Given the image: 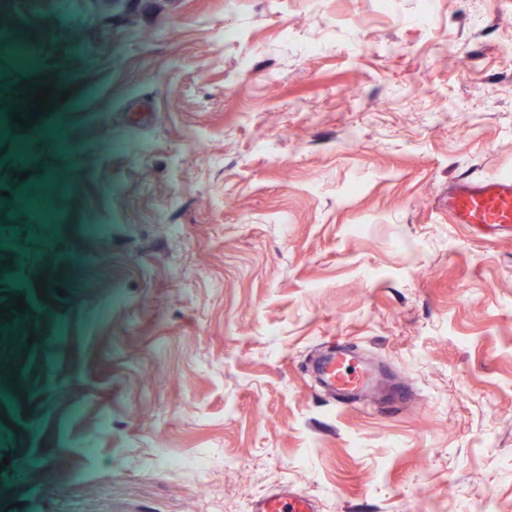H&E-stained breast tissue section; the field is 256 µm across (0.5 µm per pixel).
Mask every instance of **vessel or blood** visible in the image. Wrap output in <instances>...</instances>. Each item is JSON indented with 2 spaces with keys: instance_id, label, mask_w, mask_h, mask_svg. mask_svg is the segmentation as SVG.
<instances>
[{
  "instance_id": "b4317fda",
  "label": "vessel or blood",
  "mask_w": 512,
  "mask_h": 512,
  "mask_svg": "<svg viewBox=\"0 0 512 512\" xmlns=\"http://www.w3.org/2000/svg\"><path fill=\"white\" fill-rule=\"evenodd\" d=\"M448 216L452 223L476 228L494 227L512 232V177L460 181L448 189ZM328 392L351 399L378 386L379 378L352 344L337 341L315 368ZM251 512H317L314 503L288 488L255 500Z\"/></svg>"
}]
</instances>
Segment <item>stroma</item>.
<instances>
[{"label": "stroma", "instance_id": "35a3bbf8", "mask_svg": "<svg viewBox=\"0 0 512 512\" xmlns=\"http://www.w3.org/2000/svg\"><path fill=\"white\" fill-rule=\"evenodd\" d=\"M0 12L70 124L0 136V512H512V235L444 207L512 176V0ZM332 338L382 378L346 405ZM252 512H317L314 503L292 490L288 486L260 497L251 507Z\"/></svg>", "mask_w": 512, "mask_h": 512}]
</instances>
